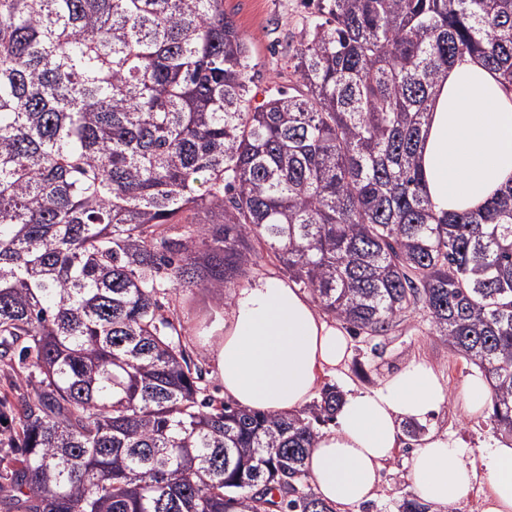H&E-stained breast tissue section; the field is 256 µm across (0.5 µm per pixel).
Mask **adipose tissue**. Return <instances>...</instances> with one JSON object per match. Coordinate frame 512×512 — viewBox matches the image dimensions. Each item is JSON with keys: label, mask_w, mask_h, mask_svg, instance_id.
I'll return each instance as SVG.
<instances>
[{"label": "adipose tissue", "mask_w": 512, "mask_h": 512, "mask_svg": "<svg viewBox=\"0 0 512 512\" xmlns=\"http://www.w3.org/2000/svg\"><path fill=\"white\" fill-rule=\"evenodd\" d=\"M424 191L437 215L484 209L512 184V88L479 55L448 67L432 96L417 155ZM351 339L300 292L268 277L232 293L217 361L224 395L272 415L295 414L325 378L346 365ZM434 369L412 361L377 387L347 393L334 429L306 460L321 499L339 512L372 500L380 471L402 444V421H427L446 401ZM407 479L426 503L444 507L484 482L483 512H512V442L483 448L464 462L447 436L422 439Z\"/></svg>", "instance_id": "adipose-tissue-1"}]
</instances>
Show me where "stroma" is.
<instances>
[{
	"mask_svg": "<svg viewBox=\"0 0 512 512\" xmlns=\"http://www.w3.org/2000/svg\"><path fill=\"white\" fill-rule=\"evenodd\" d=\"M224 12L237 24L255 50L249 95L253 104H261L287 88L293 76V51L299 32L312 8L306 0H224ZM175 316L181 324L182 339L189 343L192 355L206 370L205 383L209 394L223 399L224 385L217 364L216 349L224 325L225 307L215 303L210 294L199 291L173 301ZM352 352L341 375L333 377L336 387L368 390L387 375L398 371L410 360L432 365L449 393L446 404L422 432L437 431L455 441L463 459L475 461L480 450L499 441L487 423V410L468 413L462 387L475 366L452 354L424 312H417L390 336L373 342L365 336L352 339ZM417 440L405 438L382 472L375 499L362 512H398L404 499L414 491L406 479L407 468Z\"/></svg>",
	"mask_w": 512,
	"mask_h": 512,
	"instance_id": "obj_1",
	"label": "stroma"
}]
</instances>
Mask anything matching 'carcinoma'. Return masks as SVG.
<instances>
[{"label": "carcinoma", "mask_w": 512, "mask_h": 512, "mask_svg": "<svg viewBox=\"0 0 512 512\" xmlns=\"http://www.w3.org/2000/svg\"><path fill=\"white\" fill-rule=\"evenodd\" d=\"M316 7L253 107L224 0H0V512H337L305 459L342 393L215 403L161 300L231 299L253 238L359 334L425 311L512 433V186L438 217L416 164L448 64L512 88V0Z\"/></svg>", "instance_id": "1"}]
</instances>
